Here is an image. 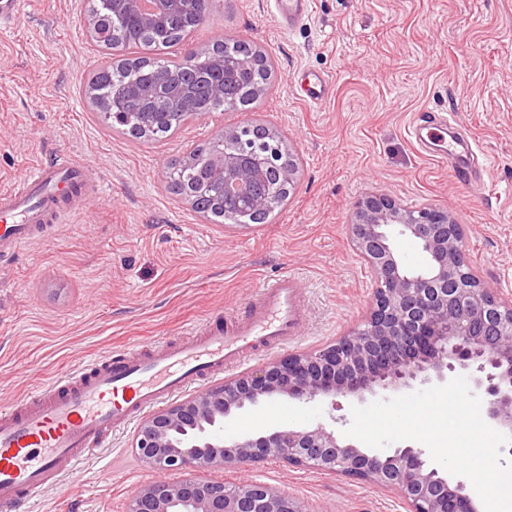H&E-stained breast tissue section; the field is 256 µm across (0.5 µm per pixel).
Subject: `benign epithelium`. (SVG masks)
I'll list each match as a JSON object with an SVG mask.
<instances>
[{"instance_id": "obj_1", "label": "benign epithelium", "mask_w": 512, "mask_h": 512, "mask_svg": "<svg viewBox=\"0 0 512 512\" xmlns=\"http://www.w3.org/2000/svg\"><path fill=\"white\" fill-rule=\"evenodd\" d=\"M208 2L116 0V7L144 27L165 31L175 23L192 29L203 25ZM176 79L173 73L159 76L145 98L190 114L193 98H166L167 84ZM189 83L205 86L212 98L224 96V83L203 73ZM235 133L236 128H225L214 136L211 179L181 193V199L194 206L216 182L224 199L244 198L260 209L283 185H295L298 168L291 166L278 186L259 180L256 160L231 146ZM350 228L354 247L378 281L362 325L314 351L291 353L226 378L144 420L135 441L140 460L156 471H181L185 477L141 487L128 499L126 512H310L304 501L276 486L254 480L228 485L208 477L269 459L395 489L409 512H479L464 483L450 484L420 448L368 453L322 424L229 439L216 434L234 411L275 397L362 400L379 390L462 375L470 389L482 394L494 427L512 435V304L467 271L463 228L452 212L432 205L410 209L372 192L355 204ZM400 237L419 244L426 255L422 267L402 262L396 248Z\"/></svg>"}]
</instances>
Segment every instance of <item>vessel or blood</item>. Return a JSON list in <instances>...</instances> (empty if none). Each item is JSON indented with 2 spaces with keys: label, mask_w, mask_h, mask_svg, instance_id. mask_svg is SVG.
I'll return each instance as SVG.
<instances>
[{
  "label": "vessel or blood",
  "mask_w": 512,
  "mask_h": 512,
  "mask_svg": "<svg viewBox=\"0 0 512 512\" xmlns=\"http://www.w3.org/2000/svg\"><path fill=\"white\" fill-rule=\"evenodd\" d=\"M282 26L309 12L311 0H276ZM327 76L307 75L301 90L310 102L330 91ZM450 121L439 116L416 126L415 138L431 157L447 159L454 148ZM84 164L70 160L40 166L0 193V262L18 254L41 224L63 217L51 199L85 191ZM302 313L292 274L267 283L249 315L231 331L210 326L201 335L158 350L137 349L93 359L0 411V512H28L42 493L83 464L100 458L116 428L207 376L240 362L247 352H272L298 338Z\"/></svg>",
  "instance_id": "b4317fda"
}]
</instances>
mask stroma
Segmentation results:
<instances>
[{
	"label": "stroma",
	"instance_id": "stroma-1",
	"mask_svg": "<svg viewBox=\"0 0 512 512\" xmlns=\"http://www.w3.org/2000/svg\"><path fill=\"white\" fill-rule=\"evenodd\" d=\"M89 19L88 0H23L16 23L0 27V189L65 157L83 160L92 184L63 223L0 265V408L92 357L233 317L286 271L297 276L304 322L277 357L347 335L377 286L350 229L355 203L372 191L451 210L474 274L512 303V0H312L290 31L274 0H215L194 46L248 42L271 60V86L250 113L193 117L151 145L96 118L86 80L110 54L90 39ZM305 73L332 77V92L303 101ZM431 111L453 115L468 137L480 185L418 151L408 129ZM249 117L296 156L297 181L270 223L207 221L169 189L168 167ZM352 405L275 398L234 414L224 434L319 423L340 433ZM137 429L114 430L99 459L31 512H125L158 477L135 454ZM212 477L269 483L310 512L408 510L396 491L274 460Z\"/></svg>",
	"mask_w": 512,
	"mask_h": 512
}]
</instances>
